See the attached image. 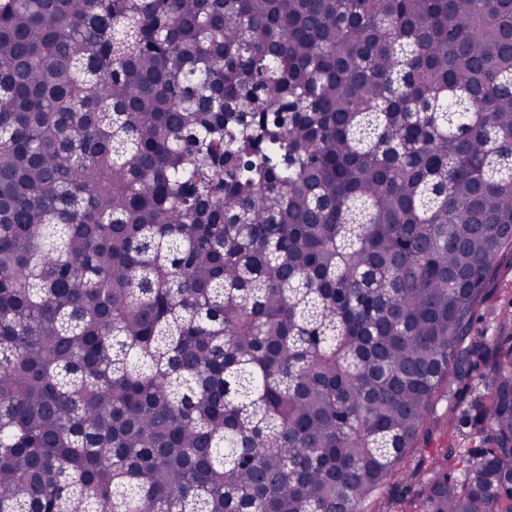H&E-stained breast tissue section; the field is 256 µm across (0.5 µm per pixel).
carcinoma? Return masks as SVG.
Listing matches in <instances>:
<instances>
[{
  "instance_id": "cac0c4a2",
  "label": "carcinoma",
  "mask_w": 512,
  "mask_h": 512,
  "mask_svg": "<svg viewBox=\"0 0 512 512\" xmlns=\"http://www.w3.org/2000/svg\"><path fill=\"white\" fill-rule=\"evenodd\" d=\"M505 253L512 0H0V512H512ZM490 302L480 312V321L476 324L479 330L487 332V336H495L504 329L505 335L512 332V262L510 256L501 260L499 273L490 286Z\"/></svg>"
}]
</instances>
